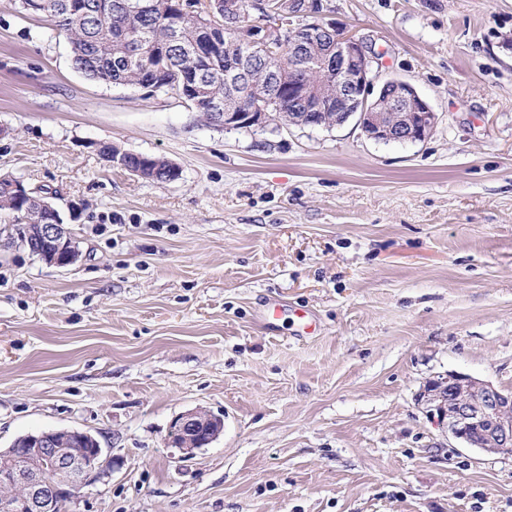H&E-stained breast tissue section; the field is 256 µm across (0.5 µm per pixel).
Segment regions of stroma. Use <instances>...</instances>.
Listing matches in <instances>:
<instances>
[{
  "label": "stroma",
  "mask_w": 512,
  "mask_h": 512,
  "mask_svg": "<svg viewBox=\"0 0 512 512\" xmlns=\"http://www.w3.org/2000/svg\"><path fill=\"white\" fill-rule=\"evenodd\" d=\"M318 4L429 102L427 139L224 129L87 79L0 0V173L79 203L82 251L0 245V448L92 434L104 473L66 512H512V458L417 400L451 372L512 390V0ZM198 409L223 430L185 457L170 425ZM98 152L101 157L111 165H116L123 170L138 176L143 179L151 180L154 182H169L179 178V168L171 161L157 156L143 155L151 158L148 166H143V162L140 158L131 152L121 151L118 147L112 145V143L103 142L99 144ZM119 159L123 162L124 166L119 164ZM141 170L142 176L134 173ZM176 171V173L174 172Z\"/></svg>",
  "instance_id": "stroma-1"
}]
</instances>
